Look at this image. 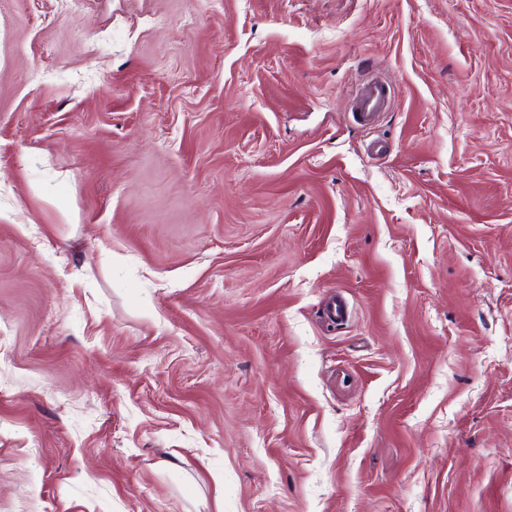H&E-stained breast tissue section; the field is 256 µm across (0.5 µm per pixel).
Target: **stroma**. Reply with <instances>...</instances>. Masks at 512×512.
<instances>
[{
	"label": "stroma",
	"mask_w": 512,
	"mask_h": 512,
	"mask_svg": "<svg viewBox=\"0 0 512 512\" xmlns=\"http://www.w3.org/2000/svg\"><path fill=\"white\" fill-rule=\"evenodd\" d=\"M0 512H512V0H0ZM353 112L363 125H372L380 112H385L391 105L392 87L389 82L372 78L365 83L354 96Z\"/></svg>",
	"instance_id": "stroma-1"
}]
</instances>
